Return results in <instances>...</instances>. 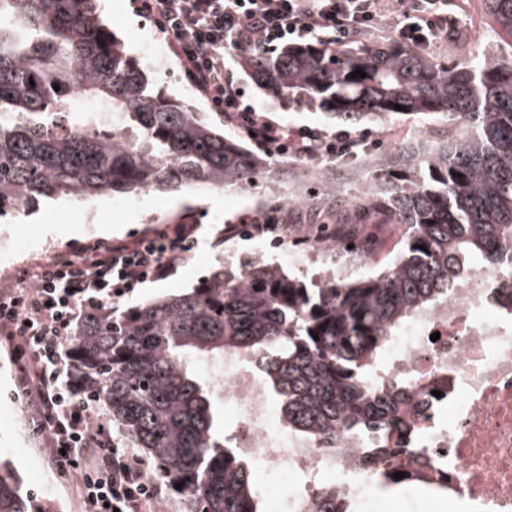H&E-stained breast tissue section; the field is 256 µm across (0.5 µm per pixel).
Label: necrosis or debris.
Instances as JSON below:
<instances>
[{"label":"necrosis or debris","mask_w":512,"mask_h":512,"mask_svg":"<svg viewBox=\"0 0 512 512\" xmlns=\"http://www.w3.org/2000/svg\"><path fill=\"white\" fill-rule=\"evenodd\" d=\"M300 264L320 256L346 275L368 255L362 236L310 224L289 235ZM225 409L240 419L246 455L264 478L272 512H314L333 490L353 512H381L375 469L359 467L373 435L339 433L335 448L298 435L276 416L266 386L245 357L228 351L202 366ZM378 382L406 383L411 443L422 449L417 479L401 489L402 512L423 496L465 502L471 512H512V276L469 273L447 301L412 313L391 336Z\"/></svg>","instance_id":"necrosis-or-debris-1"}]
</instances>
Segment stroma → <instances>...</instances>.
<instances>
[{"label":"stroma","instance_id":"obj_1","mask_svg":"<svg viewBox=\"0 0 512 512\" xmlns=\"http://www.w3.org/2000/svg\"><path fill=\"white\" fill-rule=\"evenodd\" d=\"M108 22L129 46L132 56L145 60L142 43L136 40L137 28L152 27V20L142 14L137 0H105ZM449 10L457 17L459 29L468 31L465 41L442 40L429 47L428 53L438 61H471L495 56L505 49L504 42L490 30L482 10V0H450ZM234 80L243 84L247 97L258 115L281 127L294 130L311 128L331 137L346 132L363 139L365 148L354 159L338 158L334 163L311 165L303 159H275L278 169L290 175L289 186H296L298 175L340 176L351 193H358L360 179L371 175L377 157L418 136L421 131L443 128L439 119L398 114L380 123L351 125L330 119L318 103L284 101L260 90L240 71H233ZM253 197L232 189L221 192H151L136 195L104 196L93 201L98 210V223L88 224L81 210L65 206L63 201L46 199L26 215L12 217L1 226L24 250L16 261L15 277L34 275L39 262L49 254H67L80 260L93 254L96 247L117 242L130 243L143 235L162 230L169 224H193L197 227L194 250L166 279L135 289L122 298L121 304L133 307L169 294L187 292L207 277L216 266L221 253L241 259L256 255V240L243 236L224 237V227L239 223L255 214ZM15 368L10 348L0 341V456L10 459L22 478L29 495L32 512H79L76 480L57 465H49L51 488L44 489L33 477L24 448L44 449L31 404L14 396Z\"/></svg>","mask_w":512,"mask_h":512}]
</instances>
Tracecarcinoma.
<instances>
[{
    "instance_id": "1",
    "label": "carcinoma",
    "mask_w": 512,
    "mask_h": 512,
    "mask_svg": "<svg viewBox=\"0 0 512 512\" xmlns=\"http://www.w3.org/2000/svg\"><path fill=\"white\" fill-rule=\"evenodd\" d=\"M505 54L445 65L417 48L360 39L341 49L241 51L243 70L287 100L318 101L358 125L398 113L452 131L378 158L350 209L404 228V245L368 275L305 282L257 257L223 258L195 288L78 318L66 342L74 386L93 389L128 447L182 484L183 512H259L254 466L224 426L206 361L252 357L279 417L333 448L341 431L374 433L363 465L390 484L414 477L405 447V388L373 386L382 347L412 311L448 297L478 260L512 265V0H483ZM367 77H351L356 70ZM110 109L101 123L85 102ZM269 161L224 135L158 84L104 21L102 0H0V216L15 203L102 195L254 189ZM425 249H420V246ZM0 512H31L22 481L0 462ZM315 512H346L321 492Z\"/></svg>"
}]
</instances>
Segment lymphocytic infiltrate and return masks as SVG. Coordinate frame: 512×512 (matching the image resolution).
<instances>
[{
  "instance_id": "lymphocytic-infiltrate-1",
  "label": "lymphocytic infiltrate",
  "mask_w": 512,
  "mask_h": 512,
  "mask_svg": "<svg viewBox=\"0 0 512 512\" xmlns=\"http://www.w3.org/2000/svg\"><path fill=\"white\" fill-rule=\"evenodd\" d=\"M388 6V0H141L139 9L170 37L185 78L269 157L334 158L354 152L358 140L346 133L328 140L310 128L291 132L259 119L229 76L225 55L243 47L335 44L377 26ZM455 25L448 0H412L396 36L423 48ZM194 233V225L170 224L89 260L59 258L41 266L34 286L0 294V336L11 345L21 394L39 407L51 459L76 476L80 512H152L165 491L144 459L118 447L99 419L96 393L64 380V343L80 309L171 275L194 247Z\"/></svg>"
}]
</instances>
